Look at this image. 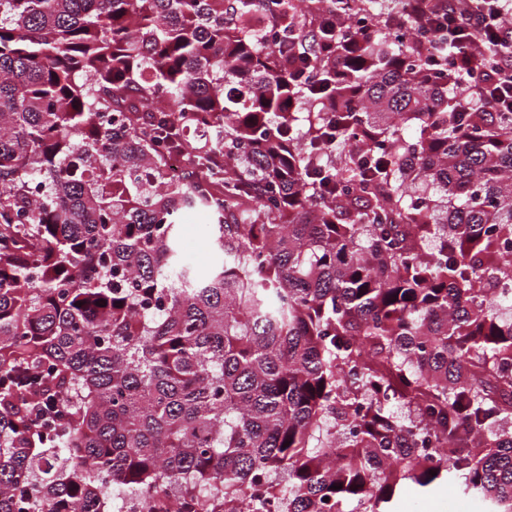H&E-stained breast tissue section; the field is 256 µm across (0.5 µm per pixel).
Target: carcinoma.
<instances>
[{
	"label": "carcinoma",
	"mask_w": 512,
	"mask_h": 512,
	"mask_svg": "<svg viewBox=\"0 0 512 512\" xmlns=\"http://www.w3.org/2000/svg\"><path fill=\"white\" fill-rule=\"evenodd\" d=\"M267 2L0 0V512H512V112ZM208 224H211V218L205 211H190L184 217L183 249L186 257L200 266L209 261L212 253ZM396 512H476L454 485L444 484L431 493H417L407 488L399 497Z\"/></svg>",
	"instance_id": "carcinoma-1"
}]
</instances>
